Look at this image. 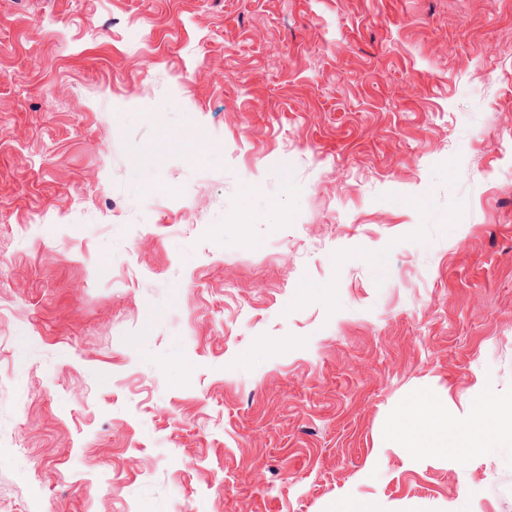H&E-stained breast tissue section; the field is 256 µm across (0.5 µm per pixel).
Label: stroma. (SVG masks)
Instances as JSON below:
<instances>
[{
  "label": "stroma",
  "instance_id": "35a3bbf8",
  "mask_svg": "<svg viewBox=\"0 0 512 512\" xmlns=\"http://www.w3.org/2000/svg\"><path fill=\"white\" fill-rule=\"evenodd\" d=\"M0 307V512H512V0H0ZM393 444L446 455H459L491 445L512 446V406L496 402L448 419V404L440 398L414 400L401 410L386 432Z\"/></svg>",
  "mask_w": 512,
  "mask_h": 512
}]
</instances>
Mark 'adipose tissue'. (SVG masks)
Masks as SVG:
<instances>
[{
    "label": "adipose tissue",
    "instance_id": "obj_1",
    "mask_svg": "<svg viewBox=\"0 0 512 512\" xmlns=\"http://www.w3.org/2000/svg\"><path fill=\"white\" fill-rule=\"evenodd\" d=\"M386 437L394 444L446 455L512 446V407L488 401L452 417L442 399L414 400L401 409Z\"/></svg>",
    "mask_w": 512,
    "mask_h": 512
}]
</instances>
